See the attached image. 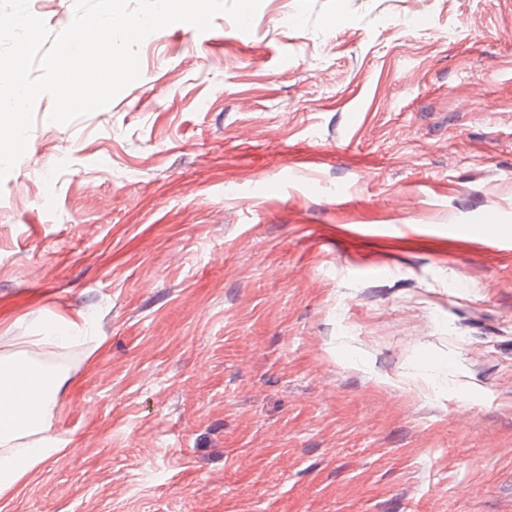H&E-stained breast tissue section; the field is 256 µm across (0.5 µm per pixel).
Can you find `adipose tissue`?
<instances>
[{
    "instance_id": "obj_1",
    "label": "adipose tissue",
    "mask_w": 512,
    "mask_h": 512,
    "mask_svg": "<svg viewBox=\"0 0 512 512\" xmlns=\"http://www.w3.org/2000/svg\"><path fill=\"white\" fill-rule=\"evenodd\" d=\"M85 316L51 313L46 327L14 339L12 353L0 357V498L39 465L63 453L62 442L49 434L62 413L60 395L67 373L44 364L43 352L60 342V334L87 333Z\"/></svg>"
}]
</instances>
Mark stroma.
<instances>
[{"label":"stroma","mask_w":512,"mask_h":512,"mask_svg":"<svg viewBox=\"0 0 512 512\" xmlns=\"http://www.w3.org/2000/svg\"><path fill=\"white\" fill-rule=\"evenodd\" d=\"M139 57L0 182V355L91 336L0 512H512V0H261Z\"/></svg>","instance_id":"1"}]
</instances>
